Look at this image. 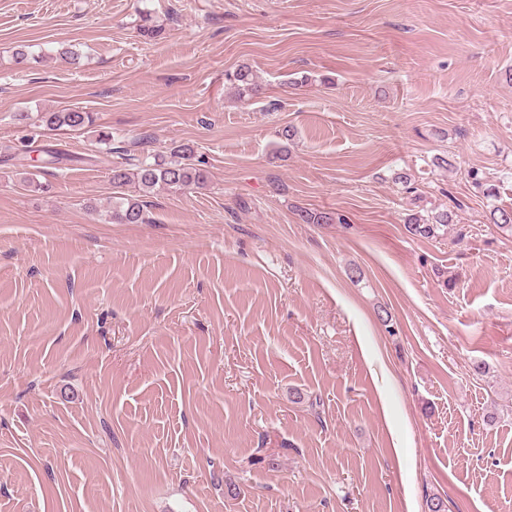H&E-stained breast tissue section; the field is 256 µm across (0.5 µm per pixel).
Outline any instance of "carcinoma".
<instances>
[{"instance_id": "1", "label": "carcinoma", "mask_w": 512, "mask_h": 512, "mask_svg": "<svg viewBox=\"0 0 512 512\" xmlns=\"http://www.w3.org/2000/svg\"><path fill=\"white\" fill-rule=\"evenodd\" d=\"M137 30L144 38L160 36L162 28L156 24L151 13L147 10L140 12ZM227 79L235 85L241 94L253 95L258 93L259 84L252 70L242 66L227 75ZM42 125L52 129H80L92 123L88 112L66 110L61 112L40 113ZM191 149L178 146L170 151L169 159L150 161L148 158L131 156L127 166L112 168V184L122 187L130 182L138 184L139 192L148 196L159 189H188L200 187L207 182L208 172L199 164L190 162ZM110 219L118 224H140L144 222L142 201L118 197L112 201ZM453 220L452 213L441 210L424 217L410 214L406 218V230L415 236L433 238L448 230Z\"/></svg>"}]
</instances>
